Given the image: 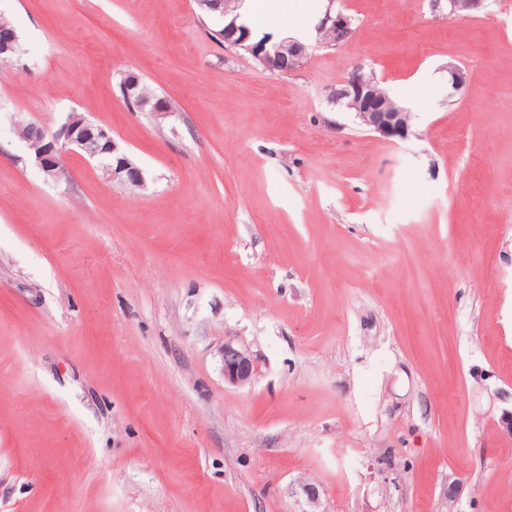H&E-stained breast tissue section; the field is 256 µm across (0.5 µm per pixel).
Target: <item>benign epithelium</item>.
Masks as SVG:
<instances>
[{"label":"benign epithelium","mask_w":512,"mask_h":512,"mask_svg":"<svg viewBox=\"0 0 512 512\" xmlns=\"http://www.w3.org/2000/svg\"><path fill=\"white\" fill-rule=\"evenodd\" d=\"M332 31L336 34L333 45L339 46L353 33V19L336 7V0H328L327 8L317 25V33ZM224 43L243 49L257 59L265 68L276 71L287 64L291 71L303 66L308 56L307 48L297 42L282 41L273 46L269 42L251 41L250 32L237 25L236 18L224 23ZM19 38L12 29L0 28V62L13 59L17 53ZM448 82L456 92L468 85L466 73L455 64L448 65ZM140 77L127 74L124 85L125 98L131 104L151 111L165 114L168 109L163 100L155 102L144 99L139 93ZM328 100L352 111L362 125L386 137L404 139L410 126V113L383 98L378 91V81L373 73L355 66L341 88L330 91ZM19 134L25 141L36 136L41 146L34 158L42 173L48 179H58L63 174V152L73 147L85 153L91 159L101 161L102 170L107 179L129 187L144 185L142 170L129 157L120 152L109 132L91 122L83 115L72 112L67 121L54 132L37 129L29 124L19 127ZM224 381L235 387H244L252 383L257 367L250 354L233 342L224 343L223 350Z\"/></svg>","instance_id":"benign-epithelium-1"}]
</instances>
